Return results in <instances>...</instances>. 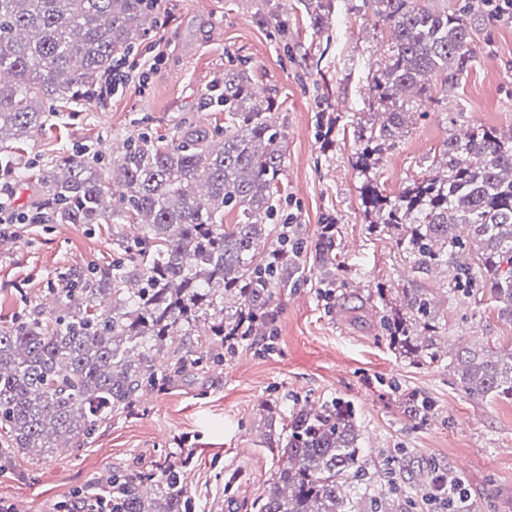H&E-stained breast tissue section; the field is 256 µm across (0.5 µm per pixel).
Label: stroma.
<instances>
[{
    "label": "stroma",
    "mask_w": 512,
    "mask_h": 512,
    "mask_svg": "<svg viewBox=\"0 0 512 512\" xmlns=\"http://www.w3.org/2000/svg\"><path fill=\"white\" fill-rule=\"evenodd\" d=\"M158 27L134 55L149 68L148 84L131 78L107 105L83 101L51 114L21 143L14 204L40 200L43 177L58 157L80 150L110 153L147 130L171 138L188 123L219 115L212 87L230 65L246 63L253 84L275 99L286 133L281 206L297 224L304 272L282 294L268 338L209 364L184 385L150 393L130 414L113 417L86 447L59 449L45 459L16 457L0 469V505L12 512H68L80 493H97L112 470L156 471L182 463L191 512H254L278 466L261 427L266 405L287 416L308 401L341 399L356 411L368 495L413 487L401 512H440L426 500L431 478L462 477L466 512H512V401L474 398L445 367L415 368L379 336L374 311L352 319L340 299L321 296L313 245L321 224L341 227L340 259L361 294L389 288H443L442 273L418 275L394 242L368 235L360 198L364 180L389 195L428 174L449 134L479 127L512 130V16L493 10L476 21V59L427 117L382 152L369 173L354 157L356 131L368 122V86L383 61L385 36L362 0H343L329 27L315 31L299 0H279L288 37L263 20L266 0H158ZM161 64H154L155 55ZM334 124L335 145L323 151L319 125ZM112 258L105 227L19 224L0 243V319L9 321L43 302L68 269ZM441 332L449 351L462 345L512 348V323L492 307L439 297ZM414 389L434 403L429 421L415 425L398 393ZM232 488H225L228 476Z\"/></svg>",
    "instance_id": "stroma-1"
}]
</instances>
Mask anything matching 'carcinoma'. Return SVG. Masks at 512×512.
I'll list each match as a JSON object with an SVG mask.
<instances>
[{
  "label": "carcinoma",
  "instance_id": "obj_1",
  "mask_svg": "<svg viewBox=\"0 0 512 512\" xmlns=\"http://www.w3.org/2000/svg\"><path fill=\"white\" fill-rule=\"evenodd\" d=\"M313 30L328 25L336 0H300ZM388 33L369 103L384 120L359 130L355 166L393 145L411 119L405 99L438 106L476 58L474 0H364ZM156 27L155 0H0V150L45 123L51 106L69 108L112 64L129 57ZM222 120L189 125L166 142L148 133L124 141L107 163L78 151L44 179L50 224H110L117 257L75 268L51 289L56 308L0 322V450L7 457L83 448L145 392L178 387L221 363L279 312V295L297 281L303 242L277 195L283 125L270 99L253 91L246 69L224 72ZM370 232L388 234L427 275L453 271L451 291L488 296L512 322V132L476 129L444 144L432 172L398 194L372 184L361 192ZM138 226L132 237L118 230ZM338 225H321L314 242L328 295L350 286L336 262ZM381 337L416 366L453 365L473 397L512 400V352L442 347L437 301L429 288H398L394 301L376 289ZM403 413L428 420L431 399L405 395ZM266 443L280 459L257 512H358L352 476L366 470L351 407L339 400L304 405ZM112 512H189L177 468L161 475L120 473Z\"/></svg>",
  "mask_w": 512,
  "mask_h": 512
}]
</instances>
